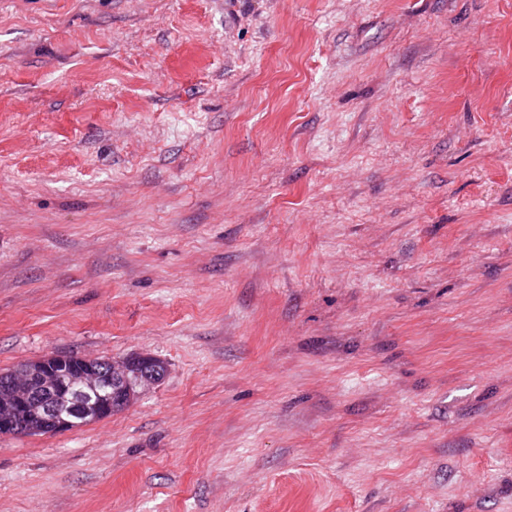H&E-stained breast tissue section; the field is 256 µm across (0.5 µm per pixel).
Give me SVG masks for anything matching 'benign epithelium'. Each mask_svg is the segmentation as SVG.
<instances>
[{
	"instance_id": "7a95c632",
	"label": "benign epithelium",
	"mask_w": 512,
	"mask_h": 512,
	"mask_svg": "<svg viewBox=\"0 0 512 512\" xmlns=\"http://www.w3.org/2000/svg\"><path fill=\"white\" fill-rule=\"evenodd\" d=\"M157 362L158 358L145 354L112 360L108 373L112 383V397L130 403L139 392L158 384L161 376L146 370L148 365ZM74 364L79 368L86 390L73 396L74 407L71 415L54 416L48 410L43 417V423L34 427L33 431H69L112 417V401L97 398L96 381L99 377L100 360L51 354L29 362L23 371L11 375L6 393L0 395V434H13L24 427L25 411L31 397L43 391L54 394L60 389L68 390V367Z\"/></svg>"
}]
</instances>
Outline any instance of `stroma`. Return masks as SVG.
Segmentation results:
<instances>
[{
    "label": "stroma",
    "instance_id": "35a3bbf8",
    "mask_svg": "<svg viewBox=\"0 0 512 512\" xmlns=\"http://www.w3.org/2000/svg\"><path fill=\"white\" fill-rule=\"evenodd\" d=\"M0 512H512V0H0ZM102 361L105 365H101V369L105 370V373L100 375L99 393L103 400L96 398L100 359L51 354L29 362L20 373L11 374L6 393L3 396L0 393V434L12 435L24 426L27 429L29 422L37 425L42 417L44 405L41 400L36 399H33L28 405L29 399L39 395L42 391L52 394L59 389L62 392L67 391L66 379L70 378L68 367L71 365L78 366L81 380L87 389L77 392L73 396L74 407L71 415L53 416L52 412L47 410L46 416L42 418L44 423L33 429H28V432L57 433L108 419L112 417V400H105H108L111 394L112 399L131 403L141 391L158 384L162 379L155 372L146 370L148 365L159 363V359L151 355L139 354L112 359L108 376L106 373L109 370V362L104 359ZM137 369H141V371ZM135 375L141 376V378H138L136 384L133 385ZM108 378L112 385L108 382ZM133 387L136 389L135 392ZM27 407L30 420H26L24 424Z\"/></svg>",
    "mask_w": 512,
    "mask_h": 512
}]
</instances>
